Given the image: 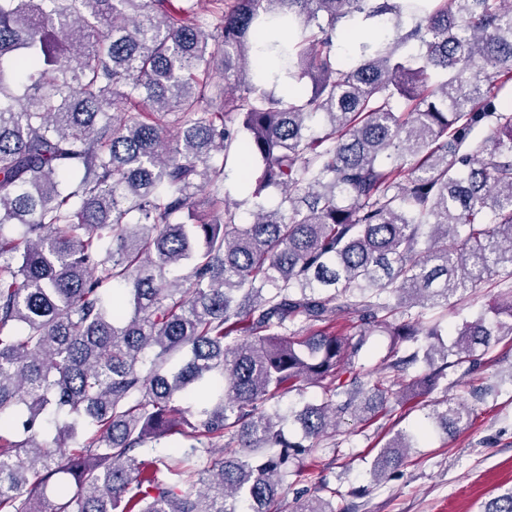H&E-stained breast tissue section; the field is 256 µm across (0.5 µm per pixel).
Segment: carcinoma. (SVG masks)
<instances>
[{"label": "carcinoma", "instance_id": "cac0c4a2", "mask_svg": "<svg viewBox=\"0 0 512 512\" xmlns=\"http://www.w3.org/2000/svg\"><path fill=\"white\" fill-rule=\"evenodd\" d=\"M207 2L0 0V421L16 432L0 433V512H276L342 419L512 337V290L448 346L420 343L440 330L411 313L512 278V111L493 92L512 77V0ZM349 18L396 33L344 66ZM259 43L309 97L266 88ZM233 156L260 169L247 224L224 195ZM348 315L365 324L352 346L299 337ZM376 329L415 346L366 388L356 357ZM301 383L320 400L266 409ZM48 414L71 450L40 441ZM471 417L444 401L381 448L374 478ZM177 436L176 460L142 451ZM485 512H512V492Z\"/></svg>", "mask_w": 512, "mask_h": 512}]
</instances>
